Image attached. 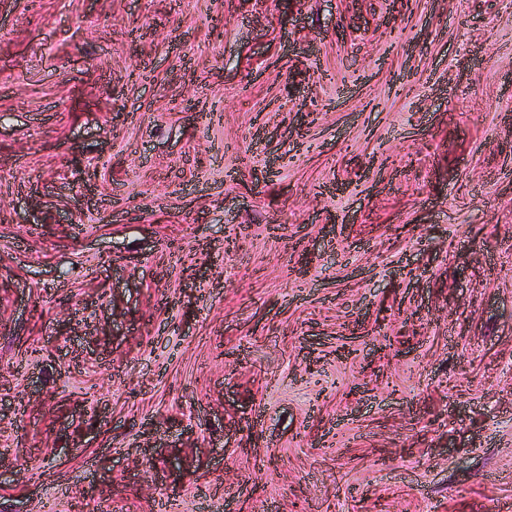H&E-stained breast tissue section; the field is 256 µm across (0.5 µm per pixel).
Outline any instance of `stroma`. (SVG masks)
I'll use <instances>...</instances> for the list:
<instances>
[{
    "instance_id": "stroma-1",
    "label": "stroma",
    "mask_w": 512,
    "mask_h": 512,
    "mask_svg": "<svg viewBox=\"0 0 512 512\" xmlns=\"http://www.w3.org/2000/svg\"><path fill=\"white\" fill-rule=\"evenodd\" d=\"M0 0V512H512V0Z\"/></svg>"
}]
</instances>
